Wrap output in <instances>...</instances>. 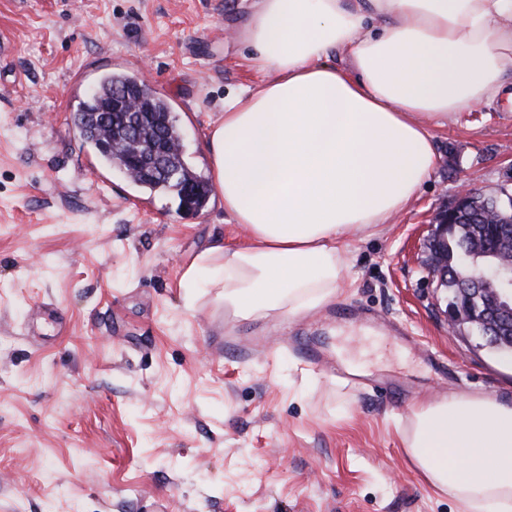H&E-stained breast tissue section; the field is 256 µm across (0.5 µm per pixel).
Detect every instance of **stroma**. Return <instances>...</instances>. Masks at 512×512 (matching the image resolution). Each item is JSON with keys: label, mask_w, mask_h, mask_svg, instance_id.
I'll return each mask as SVG.
<instances>
[{"label": "stroma", "mask_w": 512, "mask_h": 512, "mask_svg": "<svg viewBox=\"0 0 512 512\" xmlns=\"http://www.w3.org/2000/svg\"><path fill=\"white\" fill-rule=\"evenodd\" d=\"M244 0H0V512H460L412 469L416 405L512 400V359L451 333L426 268L438 208L512 168V99L433 128L413 205L343 250L350 287L280 322L185 279L247 232L102 167L72 122L107 71L170 102L210 177L224 102L259 83ZM323 359L306 358L304 345ZM368 375L336 377L335 365Z\"/></svg>", "instance_id": "1"}]
</instances>
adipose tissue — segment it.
<instances>
[{"label": "adipose tissue", "mask_w": 512, "mask_h": 512, "mask_svg": "<svg viewBox=\"0 0 512 512\" xmlns=\"http://www.w3.org/2000/svg\"><path fill=\"white\" fill-rule=\"evenodd\" d=\"M265 79L210 131L213 182L249 240L186 271L243 320L329 304L342 243L407 210L439 155L432 128L498 96L512 74V0H252L236 31ZM411 466L465 512H512V403L418 405Z\"/></svg>", "instance_id": "ef3b65f1"}]
</instances>
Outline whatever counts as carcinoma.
<instances>
[{"mask_svg":"<svg viewBox=\"0 0 512 512\" xmlns=\"http://www.w3.org/2000/svg\"><path fill=\"white\" fill-rule=\"evenodd\" d=\"M123 92L138 104V111L144 113L143 123L139 129L130 131L123 118L109 112L112 97ZM73 123L80 137L90 145L101 161L110 167L121 168L126 164V157L110 149L112 137L119 136L133 143L142 144L156 138L162 140L168 150L169 167L175 171L176 179L169 180L157 175H143L135 184L157 194H172L180 197L175 187L182 186L192 194V203L198 211L203 210L210 198L211 188L208 183L196 175L185 163L183 154L174 150L182 141L183 133L170 103L150 84L137 81L125 74L109 72L100 76L92 88V94L80 102L73 113ZM506 211H495L492 206L477 202L456 215L450 230L448 242L442 249L448 259V302L459 298L483 306L479 285H466L459 275L466 264L484 261V254L495 248L512 251V239H495L491 231L489 216Z\"/></svg>","mask_w":512,"mask_h":512,"instance_id":"obj_1","label":"carcinoma"}]
</instances>
